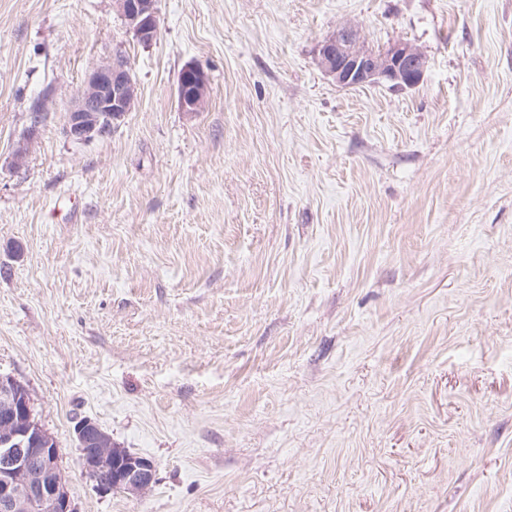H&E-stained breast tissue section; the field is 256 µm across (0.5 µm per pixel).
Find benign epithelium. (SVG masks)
I'll use <instances>...</instances> for the list:
<instances>
[{"instance_id":"benign-epithelium-1","label":"benign epithelium","mask_w":512,"mask_h":512,"mask_svg":"<svg viewBox=\"0 0 512 512\" xmlns=\"http://www.w3.org/2000/svg\"><path fill=\"white\" fill-rule=\"evenodd\" d=\"M119 15L140 45L151 46L159 35L158 0H114ZM321 69L345 88L387 84L403 90L417 86L428 66L427 57L415 45L397 41L386 46L369 44L354 25H342L316 49ZM208 75L196 66L184 67L177 82L180 106L199 112L207 99ZM138 83L123 54L97 65L84 80L63 129L73 142L87 141L103 133L105 124L116 126L133 111ZM29 391L11 376L0 375V512H78L61 469L55 439L34 417ZM85 472L111 473L108 481H96L100 493L117 488L129 493L150 489L156 481L154 462L137 454H112V438L90 419L74 427ZM100 445L87 455L85 448Z\"/></svg>"}]
</instances>
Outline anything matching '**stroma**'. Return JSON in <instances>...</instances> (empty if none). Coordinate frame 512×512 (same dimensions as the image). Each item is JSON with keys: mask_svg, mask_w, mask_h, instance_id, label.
Instances as JSON below:
<instances>
[{"mask_svg": "<svg viewBox=\"0 0 512 512\" xmlns=\"http://www.w3.org/2000/svg\"><path fill=\"white\" fill-rule=\"evenodd\" d=\"M158 10L146 48L113 0H0V374L79 512H512V0ZM345 22L423 81L338 87L316 47ZM117 50L133 112L66 139ZM84 417L151 489L94 488ZM208 75L196 66L184 67L177 82V93L183 112H200L205 106L208 93Z\"/></svg>", "mask_w": 512, "mask_h": 512, "instance_id": "35a3bbf8", "label": "stroma"}]
</instances>
